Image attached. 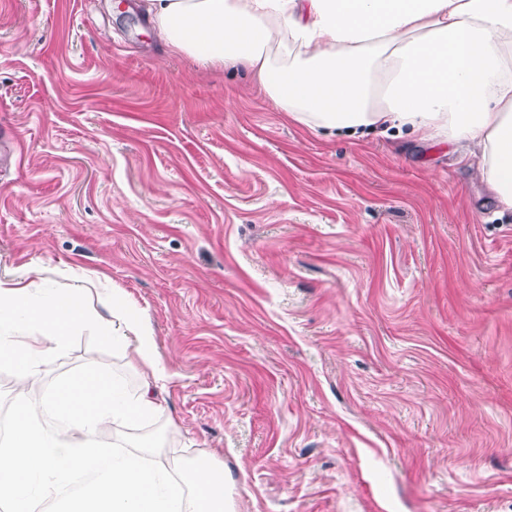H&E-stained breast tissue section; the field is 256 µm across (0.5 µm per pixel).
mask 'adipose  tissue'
Masks as SVG:
<instances>
[{"label":"adipose tissue","instance_id":"adipose-tissue-1","mask_svg":"<svg viewBox=\"0 0 512 512\" xmlns=\"http://www.w3.org/2000/svg\"><path fill=\"white\" fill-rule=\"evenodd\" d=\"M167 47L205 65L239 66L309 130H409L480 151L477 172L512 208V0H149ZM50 287L38 269L0 275V369L19 390L0 446L9 512H227L224 471L204 464L183 488L175 463L101 439L163 410L164 370L141 313L105 278L70 274ZM97 295L109 309L88 305ZM130 356L137 392L88 369L41 402L29 397L76 331Z\"/></svg>","mask_w":512,"mask_h":512}]
</instances>
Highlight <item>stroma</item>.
Instances as JSON below:
<instances>
[{
    "mask_svg": "<svg viewBox=\"0 0 512 512\" xmlns=\"http://www.w3.org/2000/svg\"><path fill=\"white\" fill-rule=\"evenodd\" d=\"M0 0V273L107 276L235 512H512V210L473 157L312 132L127 0ZM133 364L75 332L40 393Z\"/></svg>",
    "mask_w": 512,
    "mask_h": 512,
    "instance_id": "35a3bbf8",
    "label": "stroma"
}]
</instances>
